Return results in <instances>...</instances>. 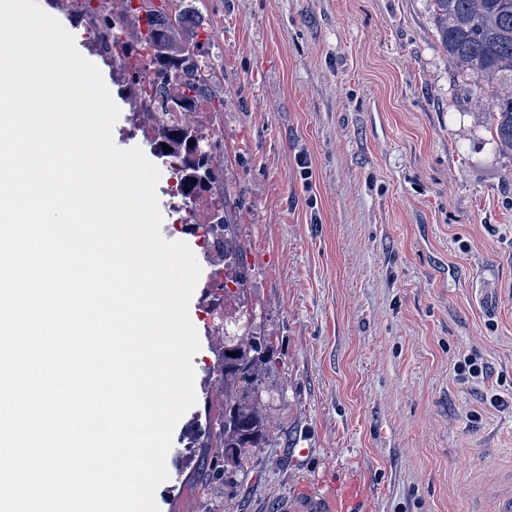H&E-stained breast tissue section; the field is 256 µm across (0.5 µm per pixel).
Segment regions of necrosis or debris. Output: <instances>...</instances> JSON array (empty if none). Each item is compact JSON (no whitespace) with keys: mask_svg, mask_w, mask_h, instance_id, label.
Returning a JSON list of instances; mask_svg holds the SVG:
<instances>
[{"mask_svg":"<svg viewBox=\"0 0 512 512\" xmlns=\"http://www.w3.org/2000/svg\"><path fill=\"white\" fill-rule=\"evenodd\" d=\"M58 8L79 21L91 47L112 70V81L130 101L129 136L147 141L171 177L167 204L184 234L197 238L209 259L207 274L199 279L203 297L209 298L210 332L240 334L241 326L228 317L222 290L224 276V165L220 159L224 122L211 102L191 95L173 66H162L151 45L128 41L127 30L136 27L135 14L110 6L108 0H56ZM111 30H104L103 19ZM166 71L168 87L165 109L156 105V74ZM193 129L195 145L183 133Z\"/></svg>","mask_w":512,"mask_h":512,"instance_id":"obj_1","label":"necrosis or debris"}]
</instances>
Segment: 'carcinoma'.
I'll use <instances>...</instances> for the list:
<instances>
[{"instance_id": "carcinoma-1", "label": "carcinoma", "mask_w": 512, "mask_h": 512, "mask_svg": "<svg viewBox=\"0 0 512 512\" xmlns=\"http://www.w3.org/2000/svg\"><path fill=\"white\" fill-rule=\"evenodd\" d=\"M139 11L160 51L158 59L178 65L187 89L207 93L195 63L194 49L178 41L181 20L165 4L140 0ZM440 43L465 74L476 78L494 75L512 84V0H430ZM490 108V134L498 152L512 158V90H494ZM224 262L236 278V312L244 308L239 291L247 280L237 242L224 241ZM276 350V338L255 328L247 336L224 345V404L211 422L213 442L200 454L193 477L196 489L207 492L225 484L242 471L245 460L277 439L275 428L261 414L259 405L269 393L266 375Z\"/></svg>"}]
</instances>
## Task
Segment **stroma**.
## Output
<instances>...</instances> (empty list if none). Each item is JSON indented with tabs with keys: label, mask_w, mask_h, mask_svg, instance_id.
I'll list each match as a JSON object with an SVG mask.
<instances>
[{
	"label": "stroma",
	"mask_w": 512,
	"mask_h": 512,
	"mask_svg": "<svg viewBox=\"0 0 512 512\" xmlns=\"http://www.w3.org/2000/svg\"><path fill=\"white\" fill-rule=\"evenodd\" d=\"M38 5L109 83L115 145L136 147L110 69L54 0ZM178 8L224 121V213L250 272L245 297L278 339L262 409L282 439L198 496L206 441L187 429L224 398L220 346L201 336L159 512H276L301 484L343 494L351 469L370 512H467L477 480L512 469V159L489 133L496 79L458 70L430 0ZM472 350L489 380H457Z\"/></svg>",
	"instance_id": "obj_1"
}]
</instances>
